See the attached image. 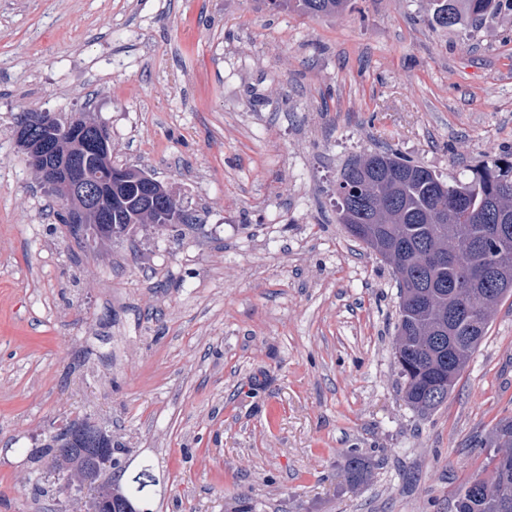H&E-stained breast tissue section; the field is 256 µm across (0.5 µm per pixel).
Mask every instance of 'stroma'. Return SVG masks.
I'll return each mask as SVG.
<instances>
[{
  "label": "stroma",
  "instance_id": "35a3bbf8",
  "mask_svg": "<svg viewBox=\"0 0 512 512\" xmlns=\"http://www.w3.org/2000/svg\"><path fill=\"white\" fill-rule=\"evenodd\" d=\"M26 112L87 113L193 224L73 233L17 145ZM388 148L463 179L512 151V11L0 0V512H86L46 449L77 418L151 466L147 512H453L512 416V298L447 403L407 405L391 265L333 200ZM504 1L512 9L511 0H431L432 21L444 29L452 28L467 19L480 21L497 13Z\"/></svg>",
  "mask_w": 512,
  "mask_h": 512
}]
</instances>
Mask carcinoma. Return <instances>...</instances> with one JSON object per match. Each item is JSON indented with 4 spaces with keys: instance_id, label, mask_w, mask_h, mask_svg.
Listing matches in <instances>:
<instances>
[{
    "instance_id": "obj_1",
    "label": "carcinoma",
    "mask_w": 512,
    "mask_h": 512,
    "mask_svg": "<svg viewBox=\"0 0 512 512\" xmlns=\"http://www.w3.org/2000/svg\"><path fill=\"white\" fill-rule=\"evenodd\" d=\"M347 0H269L274 7L286 6L311 17L342 11ZM512 0H431L432 21L452 28L470 19L480 21L497 13ZM402 164V176L378 184H364L352 175L347 164L336 180V213L350 207L359 214L378 197L394 202L383 214L380 231L387 245L396 248L401 258L416 260L409 280L400 283L399 312L396 324L394 357L399 369L404 401L421 412L434 411L448 401L468 357L485 339L494 307L512 296V291L497 294L483 306L481 322L448 323V309L458 303L462 289L448 287L453 280H466L467 254L462 248L466 233L483 224L497 223L499 213L512 212V162L502 158L477 170L468 181L441 179L432 169L395 154ZM449 265H434L432 252L452 253ZM479 258L486 264L505 263L512 270V239L483 245ZM89 422L74 420L48 445L58 466L74 472L82 481L98 484L100 495L112 493V508L125 512L128 505L144 493L150 483L143 474L145 465L132 473L125 489H115L102 480L103 470L92 468L80 454L81 448L118 449L112 437ZM477 448L493 449V458L503 463L488 469L481 478L486 492L477 496L469 485L461 486L453 504L454 512H503L501 499L512 500V417L495 423L486 436L475 441Z\"/></svg>"
}]
</instances>
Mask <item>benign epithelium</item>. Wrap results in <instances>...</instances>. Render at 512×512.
I'll list each match as a JSON object with an SVG mask.
<instances>
[{"mask_svg": "<svg viewBox=\"0 0 512 512\" xmlns=\"http://www.w3.org/2000/svg\"><path fill=\"white\" fill-rule=\"evenodd\" d=\"M57 115L40 113L17 126L16 135L27 149L29 163L43 185L62 196L65 223L79 228L84 224L112 223V208L123 202L130 187L144 202L129 227L139 224H166L176 218L175 198L156 188L153 178L142 172L135 179L123 170L105 164L112 151L107 129L91 121L84 112L69 114L64 129L56 133ZM66 134L80 145L70 154L60 147V134ZM470 278L485 288L484 295H495L498 287L512 288V275L505 267H490L479 261L470 265Z\"/></svg>", "mask_w": 512, "mask_h": 512, "instance_id": "1", "label": "benign epithelium"}]
</instances>
